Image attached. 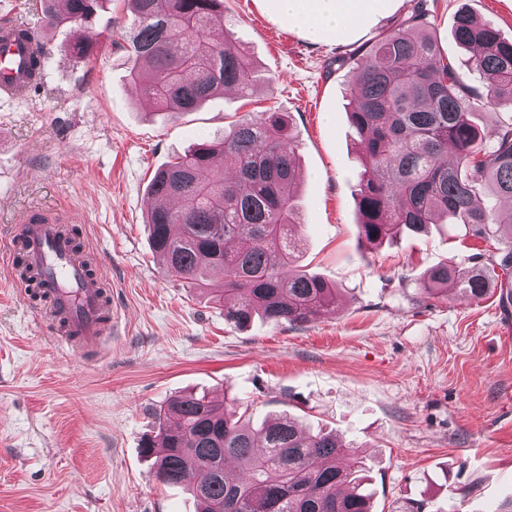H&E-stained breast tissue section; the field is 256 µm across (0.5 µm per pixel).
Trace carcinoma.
Segmentation results:
<instances>
[{"mask_svg":"<svg viewBox=\"0 0 512 512\" xmlns=\"http://www.w3.org/2000/svg\"><path fill=\"white\" fill-rule=\"evenodd\" d=\"M100 0H42L43 25L87 20ZM131 23L117 33L128 45L129 77L162 112H191L213 95L250 93L254 64L225 32L223 0H124ZM429 9L416 0L396 28L381 33L353 68L350 122L361 157L360 235L378 247L402 233L420 234L445 218L471 237L495 244L485 263L428 271L423 293L460 292L480 300L498 269L512 288V209L480 205L482 189L512 200V126L493 144L475 111L512 106V42L496 27L458 14L464 66L449 61L427 32ZM475 75L471 82L462 68ZM455 158L447 159L448 149ZM232 172L214 175L216 160ZM298 169L288 115L263 112L232 123L218 142H202L158 169L149 196L174 193L175 209L149 208L152 250L166 276L204 289L211 270L224 274V320L246 326L259 317L299 324L335 311L337 288L297 269L300 239L294 198ZM145 452L157 454L156 476L191 484L199 512H372L358 449L332 432L304 430L291 417L254 428L237 400L188 393L154 410ZM242 476H226V460Z\"/></svg>","mask_w":512,"mask_h":512,"instance_id":"cac0c4a2","label":"carcinoma"}]
</instances>
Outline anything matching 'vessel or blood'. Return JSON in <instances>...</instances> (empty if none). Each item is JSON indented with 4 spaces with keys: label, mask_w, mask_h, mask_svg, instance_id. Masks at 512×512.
Wrapping results in <instances>:
<instances>
[{
    "label": "vessel or blood",
    "mask_w": 512,
    "mask_h": 512,
    "mask_svg": "<svg viewBox=\"0 0 512 512\" xmlns=\"http://www.w3.org/2000/svg\"><path fill=\"white\" fill-rule=\"evenodd\" d=\"M37 53L32 30L0 24V99L25 95L36 80L31 62ZM74 218L34 210L23 214L10 233L0 238V260L12 281L29 292L30 274H37L48 294L51 333L97 346L112 329V317L102 294L104 260L90 249L75 252L68 241Z\"/></svg>",
    "instance_id": "1"
}]
</instances>
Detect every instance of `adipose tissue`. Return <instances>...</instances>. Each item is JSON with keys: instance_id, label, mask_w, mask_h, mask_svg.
I'll list each match as a JSON object with an SVG mask.
<instances>
[{"instance_id": "obj_1", "label": "adipose tissue", "mask_w": 512, "mask_h": 512, "mask_svg": "<svg viewBox=\"0 0 512 512\" xmlns=\"http://www.w3.org/2000/svg\"><path fill=\"white\" fill-rule=\"evenodd\" d=\"M270 18L298 27L313 41L343 36L353 26L384 13L391 0H262Z\"/></svg>"}]
</instances>
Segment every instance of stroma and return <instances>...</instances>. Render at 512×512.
<instances>
[{"label":"stroma","instance_id":"obj_1","mask_svg":"<svg viewBox=\"0 0 512 512\" xmlns=\"http://www.w3.org/2000/svg\"><path fill=\"white\" fill-rule=\"evenodd\" d=\"M24 2L0 0V20L39 32L47 62L29 96L0 101V198L13 202L0 232L37 208L79 217L107 259L112 339L83 357L61 345L0 267V512H196L188 487L159 481L143 450L153 410L190 391L236 398L257 424L293 416L335 431L361 452L374 512L512 502V334L498 296L430 298L419 282L448 260L469 267L484 243L459 224L378 248L359 234L352 68L337 60L394 28L410 0L320 43L273 22L261 0H224L211 35L232 30L250 53L253 93L227 90L178 114L143 107L126 49L107 38L130 22L123 0L47 33ZM462 10L512 40V0H437L429 31L449 58L465 55L452 35ZM80 38L93 42L90 60L72 54ZM269 109L288 114L301 167L300 263L340 293L329 316L239 328L215 300L219 272L205 294L165 276L148 186L175 155Z\"/></svg>","mask_w":512,"mask_h":512}]
</instances>
